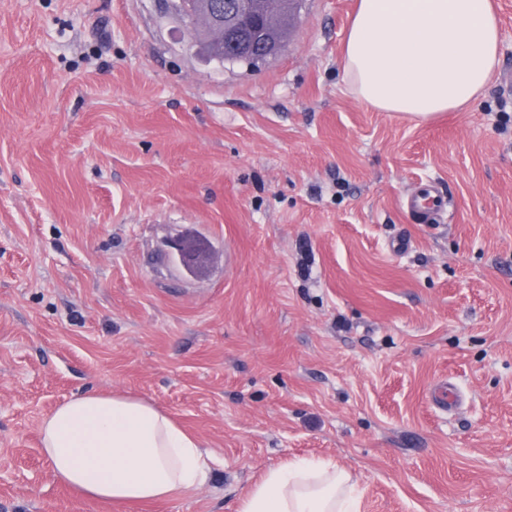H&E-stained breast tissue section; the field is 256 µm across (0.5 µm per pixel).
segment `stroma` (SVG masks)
Listing matches in <instances>:
<instances>
[{
  "instance_id": "35a3bbf8",
  "label": "stroma",
  "mask_w": 512,
  "mask_h": 512,
  "mask_svg": "<svg viewBox=\"0 0 512 512\" xmlns=\"http://www.w3.org/2000/svg\"><path fill=\"white\" fill-rule=\"evenodd\" d=\"M162 2L0 0V512H237L299 457L359 512H512V0L485 93L428 121L348 93L357 0H304L258 67L202 61ZM422 180L441 223L403 207ZM187 228L206 276L168 254ZM112 391L213 453L191 497L55 477L43 416ZM169 254L187 273H206L215 261L210 244L193 231H183L167 242Z\"/></svg>"
}]
</instances>
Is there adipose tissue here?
<instances>
[{
    "mask_svg": "<svg viewBox=\"0 0 512 512\" xmlns=\"http://www.w3.org/2000/svg\"><path fill=\"white\" fill-rule=\"evenodd\" d=\"M493 0H358L342 68L367 106L427 120L470 106L498 61ZM43 452L58 479L117 505L174 500L208 478L211 455L168 413L119 393L76 394L45 415ZM237 512H358L350 473L287 461L240 497Z\"/></svg>",
    "mask_w": 512,
    "mask_h": 512,
    "instance_id": "1",
    "label": "adipose tissue"
}]
</instances>
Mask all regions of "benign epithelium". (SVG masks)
<instances>
[{"instance_id":"1","label":"benign epithelium","mask_w":512,"mask_h":512,"mask_svg":"<svg viewBox=\"0 0 512 512\" xmlns=\"http://www.w3.org/2000/svg\"><path fill=\"white\" fill-rule=\"evenodd\" d=\"M173 18L184 28L203 21L215 44H228L235 48L238 42L233 38L241 20L251 14L254 6L251 0H236L226 5L222 0H166ZM265 32L260 40L250 45L246 56L255 64L265 63L276 57L282 50L279 43L273 41L268 31L273 29L280 17L281 0H266ZM169 254L187 273L201 275L206 273L215 261L214 250L210 244L193 231H183L167 242Z\"/></svg>"}]
</instances>
